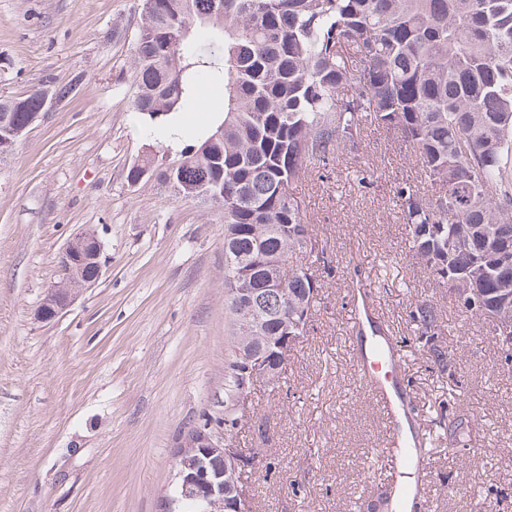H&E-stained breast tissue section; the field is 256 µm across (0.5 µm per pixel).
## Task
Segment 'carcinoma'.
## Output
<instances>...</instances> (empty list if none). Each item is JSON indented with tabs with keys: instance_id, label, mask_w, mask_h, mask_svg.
<instances>
[{
	"instance_id": "obj_1",
	"label": "carcinoma",
	"mask_w": 512,
	"mask_h": 512,
	"mask_svg": "<svg viewBox=\"0 0 512 512\" xmlns=\"http://www.w3.org/2000/svg\"><path fill=\"white\" fill-rule=\"evenodd\" d=\"M131 44L133 108L151 131L181 141L174 117L191 110L200 82L224 86V110L191 143L169 179L164 159L131 165L127 178L224 193V430L235 444L268 417L248 410L258 386H282L288 360L245 379V358L305 336L317 292L308 261L326 248L290 187L339 159L364 128L412 149L427 178L403 179L393 199L410 229L408 256L453 308L495 339L512 324V0H142ZM41 91L0 98V128L44 109ZM478 306L462 303V296ZM430 369L449 377L448 323L432 300L407 311ZM412 451L458 453L460 425L441 410L421 429L405 411ZM400 493L376 489L361 512H395Z\"/></svg>"
}]
</instances>
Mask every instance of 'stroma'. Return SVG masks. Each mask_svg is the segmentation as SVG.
Wrapping results in <instances>:
<instances>
[{
    "mask_svg": "<svg viewBox=\"0 0 512 512\" xmlns=\"http://www.w3.org/2000/svg\"><path fill=\"white\" fill-rule=\"evenodd\" d=\"M139 22V0H0V96L71 89L0 159V512H156L179 433L224 421V210L127 180L144 151L166 149L131 105ZM223 108V87L201 82L179 120L185 141ZM417 170L413 152L371 126L323 176L291 187L331 267L311 266L313 325L285 388L252 395L269 419L264 440L238 435L265 450L251 477L260 512H356L384 481L382 417L348 348L357 266L388 280L376 309L397 339L414 340L406 310L427 296L454 326L453 379L424 357L406 360L422 415L434 417L446 389L462 392L447 414L474 433L467 468L444 451L430 458L433 512H512V369L482 323L407 257L391 187ZM81 231L98 235L110 265L39 322L58 257Z\"/></svg>",
    "mask_w": 512,
    "mask_h": 512,
    "instance_id": "obj_1",
    "label": "stroma"
}]
</instances>
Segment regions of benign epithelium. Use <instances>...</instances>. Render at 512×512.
<instances>
[{"label":"benign epithelium","instance_id":"benign-epithelium-1","mask_svg":"<svg viewBox=\"0 0 512 512\" xmlns=\"http://www.w3.org/2000/svg\"><path fill=\"white\" fill-rule=\"evenodd\" d=\"M180 195L190 200L205 198L220 204L222 197L207 186H187L180 190ZM109 263L104 246L94 233H80L72 237L59 256L61 272L70 274L85 266L92 267V275L82 283V288L95 287L103 276ZM75 293H66L60 287H51L37 311V319L48 323L53 321L73 302ZM256 372L269 371L268 352L260 347L247 359ZM197 452L194 466L186 471L173 466L172 486L174 492L161 500L160 512H179L183 501L194 503L196 512H224V464L233 469L255 466L252 459L242 448L224 447V436L215 435L210 425H194L182 433L175 453L180 459L189 450Z\"/></svg>","mask_w":512,"mask_h":512}]
</instances>
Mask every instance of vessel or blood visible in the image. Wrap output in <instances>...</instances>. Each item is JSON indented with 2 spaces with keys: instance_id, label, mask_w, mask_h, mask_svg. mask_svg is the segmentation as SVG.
I'll list each match as a JSON object with an SVG mask.
<instances>
[{
  "instance_id": "1",
  "label": "vessel or blood",
  "mask_w": 512,
  "mask_h": 512,
  "mask_svg": "<svg viewBox=\"0 0 512 512\" xmlns=\"http://www.w3.org/2000/svg\"><path fill=\"white\" fill-rule=\"evenodd\" d=\"M369 307L366 289L353 291L352 327L354 368L360 378L367 384L376 405L381 409L387 432L394 442L408 445L403 430V409L408 399L406 390L397 371L402 361V352L393 337L383 334L363 335L366 325L364 314ZM379 454L393 470L410 468L423 471L424 459L412 458L410 453L399 454L389 448L380 449Z\"/></svg>"
}]
</instances>
